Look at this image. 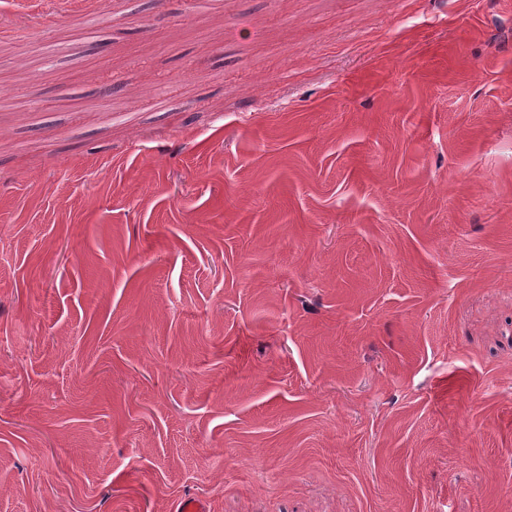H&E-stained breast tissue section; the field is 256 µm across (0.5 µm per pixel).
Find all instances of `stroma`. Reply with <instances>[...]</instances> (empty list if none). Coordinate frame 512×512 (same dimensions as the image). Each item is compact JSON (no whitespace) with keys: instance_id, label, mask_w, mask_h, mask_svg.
Here are the masks:
<instances>
[{"instance_id":"35a3bbf8","label":"stroma","mask_w":512,"mask_h":512,"mask_svg":"<svg viewBox=\"0 0 512 512\" xmlns=\"http://www.w3.org/2000/svg\"><path fill=\"white\" fill-rule=\"evenodd\" d=\"M509 485L512 0H0V512Z\"/></svg>"}]
</instances>
